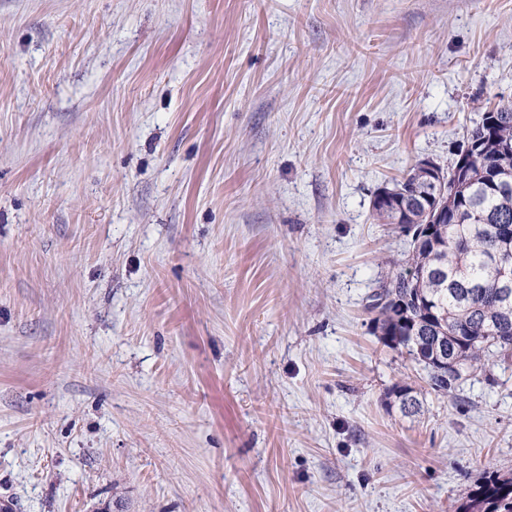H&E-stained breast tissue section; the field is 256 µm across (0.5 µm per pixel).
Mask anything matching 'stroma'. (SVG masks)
Wrapping results in <instances>:
<instances>
[{
	"label": "stroma",
	"instance_id": "1",
	"mask_svg": "<svg viewBox=\"0 0 512 512\" xmlns=\"http://www.w3.org/2000/svg\"><path fill=\"white\" fill-rule=\"evenodd\" d=\"M501 101L512 0H0V502L456 512L512 474V364L436 393L370 307L410 247L375 193ZM388 394L395 396L404 415H413L420 410L421 402L409 384H395Z\"/></svg>",
	"mask_w": 512,
	"mask_h": 512
}]
</instances>
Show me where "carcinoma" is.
Segmentation results:
<instances>
[{"mask_svg": "<svg viewBox=\"0 0 512 512\" xmlns=\"http://www.w3.org/2000/svg\"><path fill=\"white\" fill-rule=\"evenodd\" d=\"M466 143L477 159L462 172L442 173L438 191L453 198L448 220L434 226L428 243L409 251L373 294L375 323L387 330L391 348H405L428 370L431 388L457 396L468 380L486 374L489 356L512 357V285L501 271L512 268V102L484 112ZM427 185L411 168L389 201L373 208L382 224L402 231L423 224ZM448 363L429 364L436 346ZM405 415L421 402L407 383L394 385ZM456 512H512V474L488 476Z\"/></svg>", "mask_w": 512, "mask_h": 512, "instance_id": "1", "label": "carcinoma"}]
</instances>
